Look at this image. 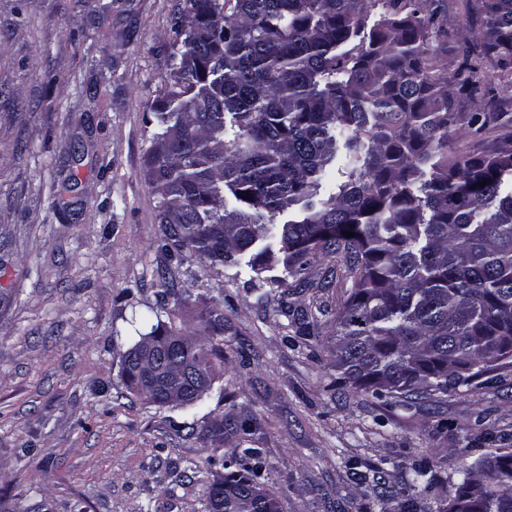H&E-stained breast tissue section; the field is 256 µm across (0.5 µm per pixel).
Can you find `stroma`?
Here are the masks:
<instances>
[{"mask_svg": "<svg viewBox=\"0 0 512 512\" xmlns=\"http://www.w3.org/2000/svg\"><path fill=\"white\" fill-rule=\"evenodd\" d=\"M184 0H0V512H204L238 438L181 423L248 420L282 512H397L357 477L380 459L435 475L422 512L452 498L464 469L512 448V368L433 407L370 395L341 400L322 345L290 348L293 327L246 264L160 250L145 165L171 27ZM170 266L166 294L157 270ZM336 286L317 289L328 271ZM299 304L335 309L351 285L314 263ZM224 312L223 361L193 406L148 403L120 356L156 324L188 329ZM448 421L447 430L437 428ZM197 465L198 480L178 470Z\"/></svg>", "mask_w": 512, "mask_h": 512, "instance_id": "stroma-1", "label": "stroma"}]
</instances>
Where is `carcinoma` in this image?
Listing matches in <instances>:
<instances>
[{"label":"carcinoma","mask_w":512,"mask_h":512,"mask_svg":"<svg viewBox=\"0 0 512 512\" xmlns=\"http://www.w3.org/2000/svg\"><path fill=\"white\" fill-rule=\"evenodd\" d=\"M441 0H184L180 47L161 76L163 100L145 175L158 199L160 249L169 259L197 255L212 266L249 255L261 275L282 263L279 288H305L309 266L342 263L351 287L325 340L348 391L419 407L468 391L512 367V138L482 139L456 155L452 133L472 135L504 118L496 94L477 96L478 66L512 69V0H474L483 38L458 39L453 81L439 60L448 42ZM379 19L367 26L373 11ZM347 149L337 191L321 181ZM485 186H480V182ZM298 206L301 216L276 218ZM351 231L348 238L343 232ZM205 335L180 332L165 365L171 398L182 401L186 372L213 376L221 357L224 311ZM320 336L299 318L295 340ZM181 429L200 439L224 430L242 447L227 473L205 485L223 512H281L265 485L263 449L250 425ZM496 488L471 512H512V448L476 463ZM411 481L389 487L402 512L433 482L411 463Z\"/></svg>","instance_id":"carcinoma-1"}]
</instances>
